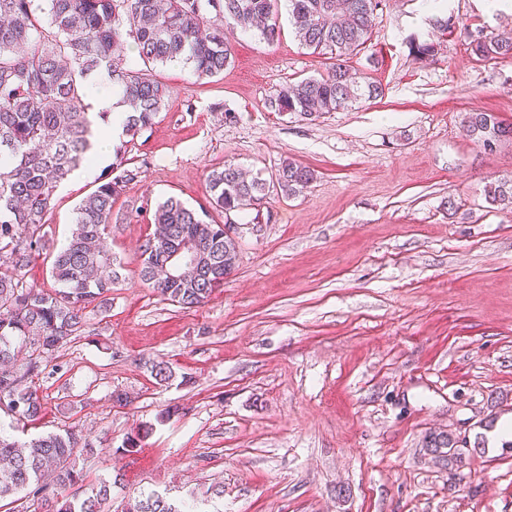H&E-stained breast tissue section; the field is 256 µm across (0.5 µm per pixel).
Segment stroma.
<instances>
[{"mask_svg":"<svg viewBox=\"0 0 512 512\" xmlns=\"http://www.w3.org/2000/svg\"><path fill=\"white\" fill-rule=\"evenodd\" d=\"M279 17L276 44L234 32L220 76L158 67L151 127L57 189L26 286L51 287L76 207L107 178L122 280L110 310L87 311L85 335L26 378L43 404L28 433L81 432L95 454L77 458L86 479L65 493L123 474L114 512L143 492L183 512H512V439L498 433L512 419V208L485 199L512 179V143L488 151L464 131L469 112L512 125V59H478L464 36L510 31L512 12L381 0L352 64L382 97L313 120L269 105L332 64L300 45L286 0ZM414 40L435 45L433 60L415 58ZM289 159L313 182L241 215L238 266L208 302L185 310L141 282L158 202L197 209L212 170L268 180ZM147 359L167 361L172 381ZM439 433L467 439V465L434 458Z\"/></svg>","mask_w":512,"mask_h":512,"instance_id":"obj_1","label":"stroma"}]
</instances>
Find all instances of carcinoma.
<instances>
[{
  "label": "carcinoma",
  "instance_id": "cac0c4a2",
  "mask_svg": "<svg viewBox=\"0 0 512 512\" xmlns=\"http://www.w3.org/2000/svg\"><path fill=\"white\" fill-rule=\"evenodd\" d=\"M0 0V409L18 422H36L42 404L24 384L39 372L44 355L83 334L84 311L108 306L120 263L109 242L117 183L103 182L76 208L74 229L51 265L53 288H29L19 272L42 248L41 230L58 187L90 160L92 123L86 81L104 72L127 106L123 133L135 135L153 123L164 105L165 86L155 66L179 62L201 79L224 73L233 63L228 25L257 30L267 44L281 34L279 0ZM376 0H288L300 44L338 60L321 78L281 89L270 101L277 112L306 118L375 99L381 89L361 87L357 70L343 60L370 40ZM479 58H512V36L466 32ZM127 37L143 67L132 69L116 55ZM467 135L491 150L512 140V126L491 112H469ZM314 172L293 161L279 167L275 181L286 195L303 192ZM209 208L197 211L169 197L153 213L156 231L140 245L141 281L183 309L199 307L224 286L237 265L238 242L209 212L226 216L258 206L263 179H247L232 165L208 175ZM489 204L512 205V180L485 187ZM199 246L195 259L172 281L155 272L182 241ZM27 351L25 373L13 369ZM160 382L173 379L165 361H150ZM430 448L446 465L462 467L470 449L452 435H437ZM92 453L79 432L48 433L19 442L0 432V500L24 494L38 512H104L111 484L102 481L86 497H60L57 488L84 481L76 457ZM122 512H182L152 492L130 498Z\"/></svg>",
  "mask_w": 512,
  "mask_h": 512
}]
</instances>
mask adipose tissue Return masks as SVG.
Wrapping results in <instances>:
<instances>
[{"label":"adipose tissue","instance_id":"obj_1","mask_svg":"<svg viewBox=\"0 0 512 512\" xmlns=\"http://www.w3.org/2000/svg\"><path fill=\"white\" fill-rule=\"evenodd\" d=\"M89 99L95 115L93 147L90 151V163L84 164L79 170L83 177L92 176L111 158L114 143L126 116V109L119 97L107 88L104 81H97L96 85L91 86Z\"/></svg>","mask_w":512,"mask_h":512}]
</instances>
